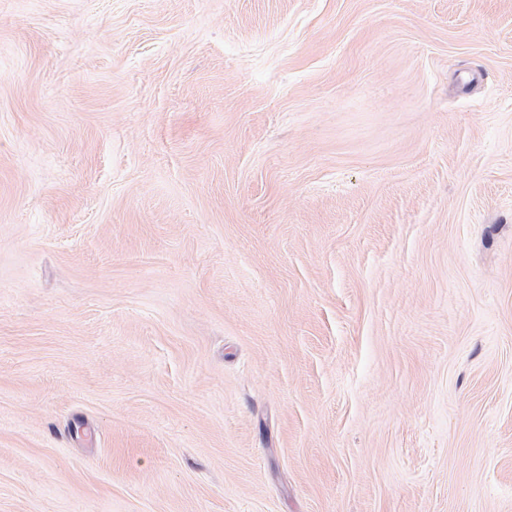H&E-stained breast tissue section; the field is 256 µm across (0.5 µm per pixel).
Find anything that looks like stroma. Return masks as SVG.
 I'll list each match as a JSON object with an SVG mask.
<instances>
[{
	"label": "stroma",
	"mask_w": 512,
	"mask_h": 512,
	"mask_svg": "<svg viewBox=\"0 0 512 512\" xmlns=\"http://www.w3.org/2000/svg\"><path fill=\"white\" fill-rule=\"evenodd\" d=\"M0 512H512V0H0Z\"/></svg>",
	"instance_id": "1"
}]
</instances>
